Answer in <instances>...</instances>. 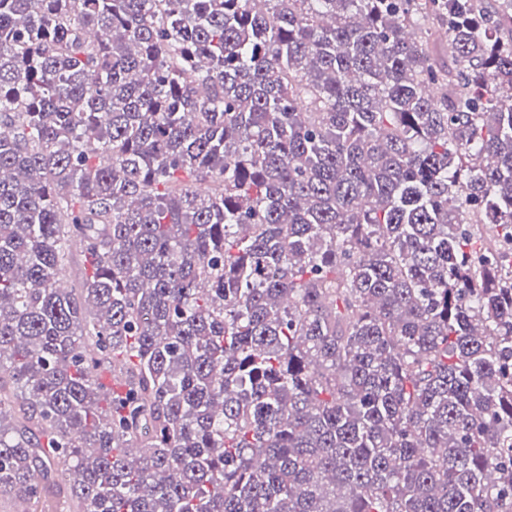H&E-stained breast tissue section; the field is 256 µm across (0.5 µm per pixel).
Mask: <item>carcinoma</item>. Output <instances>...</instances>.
<instances>
[{
    "mask_svg": "<svg viewBox=\"0 0 512 512\" xmlns=\"http://www.w3.org/2000/svg\"><path fill=\"white\" fill-rule=\"evenodd\" d=\"M2 368L28 512H512V0H0ZM82 247L79 245H72L69 251V258L65 262L62 275L69 283V288H78L83 277L82 260Z\"/></svg>",
    "mask_w": 512,
    "mask_h": 512,
    "instance_id": "1",
    "label": "carcinoma"
}]
</instances>
